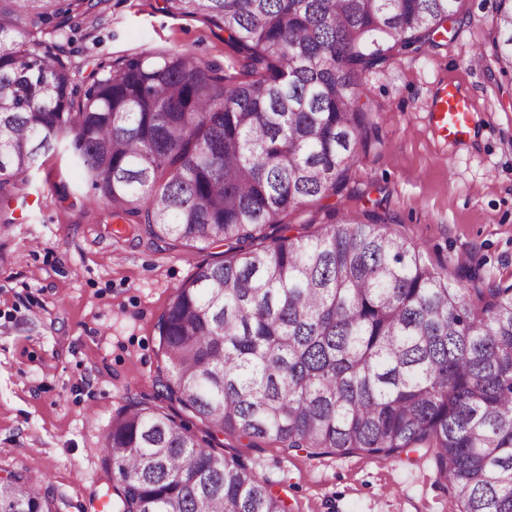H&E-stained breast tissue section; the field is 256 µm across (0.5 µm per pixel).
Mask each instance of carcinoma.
<instances>
[{
	"label": "carcinoma",
	"mask_w": 512,
	"mask_h": 512,
	"mask_svg": "<svg viewBox=\"0 0 512 512\" xmlns=\"http://www.w3.org/2000/svg\"><path fill=\"white\" fill-rule=\"evenodd\" d=\"M106 0H0V203L66 147L101 223L224 243L157 321L163 395L213 433L311 456L432 452L460 512H512V284L469 288L375 212L256 247L264 228L346 185L367 145L356 70L431 40L462 0H162L201 16L243 78L179 50L76 79L58 34ZM493 57L512 71V0ZM111 512H291L243 461L130 402L104 437ZM0 512H57L14 479Z\"/></svg>",
	"instance_id": "1"
}]
</instances>
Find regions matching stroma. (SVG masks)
Wrapping results in <instances>:
<instances>
[{
  "mask_svg": "<svg viewBox=\"0 0 512 512\" xmlns=\"http://www.w3.org/2000/svg\"><path fill=\"white\" fill-rule=\"evenodd\" d=\"M498 0H464L434 43L388 51L359 72L375 131L344 189L284 213L265 228L314 236L347 212L372 210L387 230L422 243L431 262L466 260L476 286L512 283V75L490 53ZM161 0H106L100 16L67 32L73 69L143 48L184 49L239 71L222 30L174 17ZM457 83L472 103L475 136L451 144L432 124L439 86ZM78 175L63 152L43 156L25 206L0 228V478L41 476L60 512H100L110 484L103 439L129 402L160 409L198 439L207 424L161 398L155 325L175 288L220 244L115 237L96 210L60 200L57 183ZM223 452L254 467L293 512H459L432 456L356 451L312 457L264 440L223 436Z\"/></svg>",
  "mask_w": 512,
  "mask_h": 512,
  "instance_id": "1",
  "label": "stroma"
}]
</instances>
